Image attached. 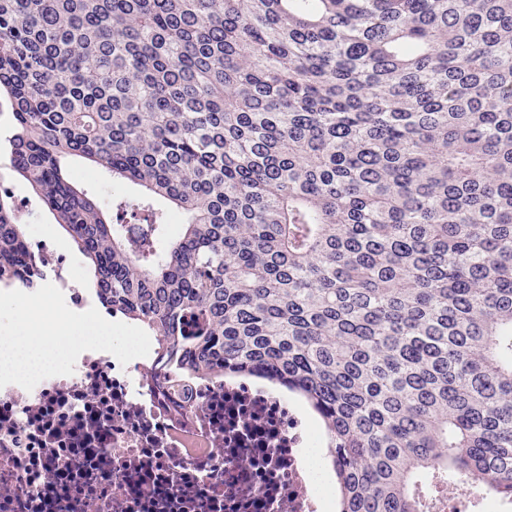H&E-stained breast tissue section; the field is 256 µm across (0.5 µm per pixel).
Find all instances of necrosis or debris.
I'll list each match as a JSON object with an SVG mask.
<instances>
[{
  "mask_svg": "<svg viewBox=\"0 0 512 512\" xmlns=\"http://www.w3.org/2000/svg\"><path fill=\"white\" fill-rule=\"evenodd\" d=\"M30 269L84 296L44 233ZM78 357L50 349L26 376L0 373V512H321L332 484L311 483L314 435L293 397L267 382L200 376L172 387L154 337L84 332ZM512 512L459 479L436 512Z\"/></svg>",
  "mask_w": 512,
  "mask_h": 512,
  "instance_id": "necrosis-or-debris-1",
  "label": "necrosis or debris"
}]
</instances>
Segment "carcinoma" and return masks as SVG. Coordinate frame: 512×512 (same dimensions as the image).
Listing matches in <instances>:
<instances>
[{
  "label": "carcinoma",
  "mask_w": 512,
  "mask_h": 512,
  "mask_svg": "<svg viewBox=\"0 0 512 512\" xmlns=\"http://www.w3.org/2000/svg\"><path fill=\"white\" fill-rule=\"evenodd\" d=\"M0 101L101 303L302 396L340 512L512 501V0H0ZM25 241L0 195V288ZM68 174L75 186L94 197L108 212L112 207V196L118 193L136 197L137 188L112 182V175L101 165L85 160H72L67 164ZM486 498L477 490L476 484L460 478L454 486L438 497L439 501L435 512L488 511L490 505ZM463 505L467 510L463 509Z\"/></svg>",
  "instance_id": "1"
}]
</instances>
